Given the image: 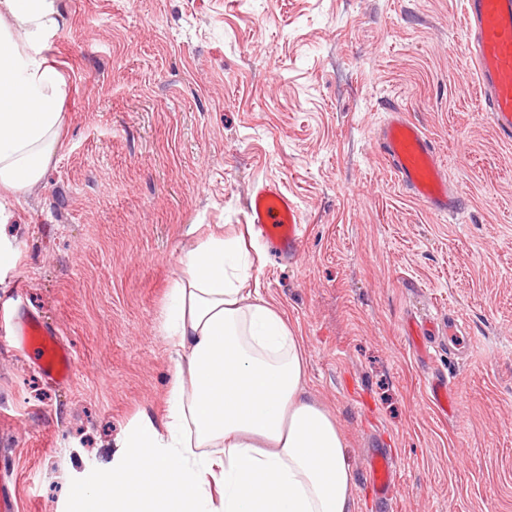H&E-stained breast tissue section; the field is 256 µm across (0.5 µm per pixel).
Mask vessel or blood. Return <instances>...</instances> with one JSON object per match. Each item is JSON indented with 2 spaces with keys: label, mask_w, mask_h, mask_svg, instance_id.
I'll return each instance as SVG.
<instances>
[{
  "label": "vessel or blood",
  "mask_w": 512,
  "mask_h": 512,
  "mask_svg": "<svg viewBox=\"0 0 512 512\" xmlns=\"http://www.w3.org/2000/svg\"><path fill=\"white\" fill-rule=\"evenodd\" d=\"M467 50L478 80L481 109L487 112L496 133L512 141V0H464ZM376 148L398 183L409 195L438 215L458 217L465 202L448 182L446 165L431 139L403 111L390 107L378 128ZM246 221L265 243L271 256L285 262L302 257L303 236L297 201L274 181L256 183L247 197ZM460 322L440 329L427 320L415 329L425 347H432L442 334L456 336ZM0 345L12 346L32 360L45 376L71 378L75 371L72 352L35 319L20 318L10 330L0 333ZM455 383L445 373L427 380L432 405L441 413L454 406ZM397 457L381 448L369 449L364 460L369 487L384 505L395 499Z\"/></svg>",
  "instance_id": "obj_1"
}]
</instances>
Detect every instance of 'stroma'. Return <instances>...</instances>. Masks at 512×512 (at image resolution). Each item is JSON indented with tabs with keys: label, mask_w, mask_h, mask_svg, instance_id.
Returning a JSON list of instances; mask_svg holds the SVG:
<instances>
[{
	"label": "stroma",
	"mask_w": 512,
	"mask_h": 512,
	"mask_svg": "<svg viewBox=\"0 0 512 512\" xmlns=\"http://www.w3.org/2000/svg\"><path fill=\"white\" fill-rule=\"evenodd\" d=\"M45 56L65 81L57 151L13 218L0 308L40 319L71 381L0 349V479L14 512H53L142 410L163 417L173 354L160 312L211 232L301 336L358 512H384L367 449L399 459L393 512H512V142L473 93L463 0H62ZM421 124L467 209L431 214L375 150L388 99ZM300 208L303 258L246 222L252 183ZM463 322L422 358L408 320ZM434 369L455 408L427 399Z\"/></svg>",
	"instance_id": "35a3bbf8"
}]
</instances>
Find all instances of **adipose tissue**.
Listing matches in <instances>:
<instances>
[{
	"label": "adipose tissue",
	"mask_w": 512,
	"mask_h": 512,
	"mask_svg": "<svg viewBox=\"0 0 512 512\" xmlns=\"http://www.w3.org/2000/svg\"><path fill=\"white\" fill-rule=\"evenodd\" d=\"M61 0H0V194L21 201L58 144L65 82L43 51ZM239 238L190 251L162 312L175 355L163 418L139 412L56 512H357L347 448L304 383L280 308Z\"/></svg>",
	"instance_id": "ef3b65f1"
}]
</instances>
